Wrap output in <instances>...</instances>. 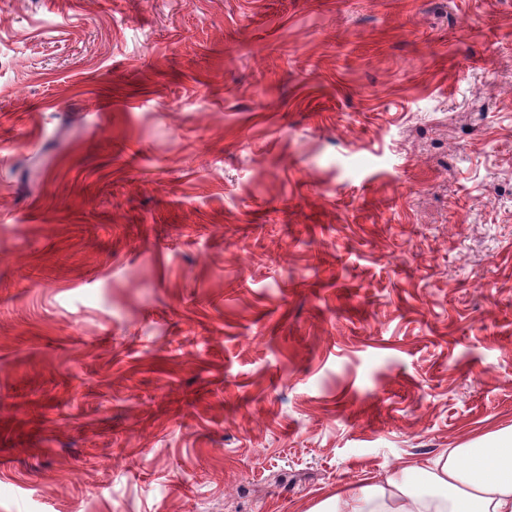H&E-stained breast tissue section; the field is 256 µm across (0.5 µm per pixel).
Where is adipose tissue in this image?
I'll use <instances>...</instances> for the list:
<instances>
[{
  "label": "adipose tissue",
  "instance_id": "1",
  "mask_svg": "<svg viewBox=\"0 0 512 512\" xmlns=\"http://www.w3.org/2000/svg\"><path fill=\"white\" fill-rule=\"evenodd\" d=\"M310 512H512V428L337 489Z\"/></svg>",
  "mask_w": 512,
  "mask_h": 512
}]
</instances>
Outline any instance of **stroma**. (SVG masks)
<instances>
[{
  "mask_svg": "<svg viewBox=\"0 0 512 512\" xmlns=\"http://www.w3.org/2000/svg\"><path fill=\"white\" fill-rule=\"evenodd\" d=\"M512 426V0H0V512H310Z\"/></svg>",
  "mask_w": 512,
  "mask_h": 512,
  "instance_id": "35a3bbf8",
  "label": "stroma"
}]
</instances>
